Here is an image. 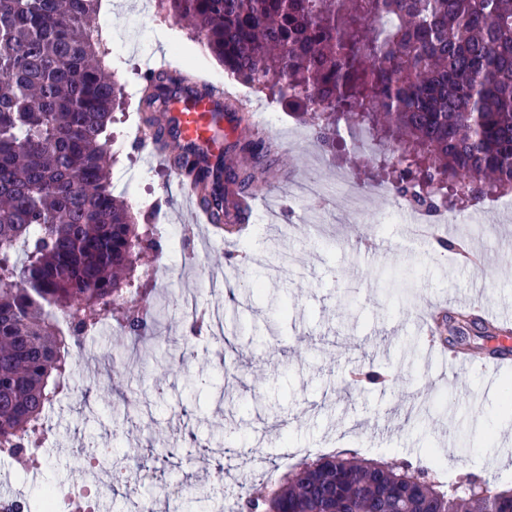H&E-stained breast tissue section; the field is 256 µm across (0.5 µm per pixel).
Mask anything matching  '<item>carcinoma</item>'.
Listing matches in <instances>:
<instances>
[{
  "label": "carcinoma",
  "mask_w": 512,
  "mask_h": 512,
  "mask_svg": "<svg viewBox=\"0 0 512 512\" xmlns=\"http://www.w3.org/2000/svg\"><path fill=\"white\" fill-rule=\"evenodd\" d=\"M99 0H0V451L21 471L49 401L71 390L82 343L123 310L131 347L165 307L129 296L133 257L159 247L112 194L107 129L125 88L106 68ZM187 21L224 72L288 104L325 147L340 125L382 147L395 195L438 209L512 194V0H157ZM211 84L178 56L145 78L142 123L169 86ZM170 167L211 182L202 204L225 224V193L248 220L259 190L232 146L216 162L166 140ZM274 143L248 152L262 160ZM69 323L62 334L58 321ZM386 381L354 372L350 387ZM345 455L303 461L275 490L239 494L235 512H512L465 473Z\"/></svg>",
  "instance_id": "obj_1"
}]
</instances>
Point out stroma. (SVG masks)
I'll return each instance as SVG.
<instances>
[{
    "label": "stroma",
    "instance_id": "stroma-1",
    "mask_svg": "<svg viewBox=\"0 0 512 512\" xmlns=\"http://www.w3.org/2000/svg\"><path fill=\"white\" fill-rule=\"evenodd\" d=\"M112 39L138 36L150 54L111 56L118 81L141 88L145 62H165L181 53L191 68L219 82L248 104V112L228 115V143L256 137L275 141L274 175L253 203L248 221L247 267L226 264L236 242L206 241L201 226L168 195L169 170L133 143L116 152L113 172L143 167L147 174L125 196L137 223L166 224L173 238H160L158 252L142 254L139 287L165 296L168 316L163 335L191 338V353L174 370L145 359L124 363L127 342L110 330L89 336L76 368L72 396L51 418L56 445L36 480L14 477L25 494L41 484L83 474L88 448L108 444L115 453L146 449L152 438L172 448L173 475L184 488L165 499L166 512H218L222 491L212 484L216 469L226 482L258 486L262 474L285 470L276 455L282 444L350 452L366 459L419 466L437 456L451 475L470 472L493 477V490L512 489V410L501 388L488 384L479 364L455 372L439 345L426 338L418 320L421 307L438 304L446 314L472 311L491 321L512 309V204L463 207L456 224H440L437 237L463 238L467 257L441 258L434 240L406 242L402 225L380 223L385 203L374 188L383 176L348 137L326 149L304 135L289 137L297 118L284 104L266 115L268 103L255 91L225 76L216 59L193 40L187 28L157 8L134 16L130 7L99 17ZM371 188L360 215L341 211L329 198L337 174ZM315 182L320 195L297 198L291 181ZM480 264H472V256ZM163 279H154V272ZM262 277L270 294L253 299L244 282ZM288 296L292 309L280 317L270 302ZM210 318L211 329L191 335L185 301ZM237 364L232 383L225 364ZM377 367L386 384L347 393L351 370ZM167 386V399L154 406L145 429L132 426L133 409L122 394L154 382ZM226 391H219V384Z\"/></svg>",
    "mask_w": 512,
    "mask_h": 512
}]
</instances>
